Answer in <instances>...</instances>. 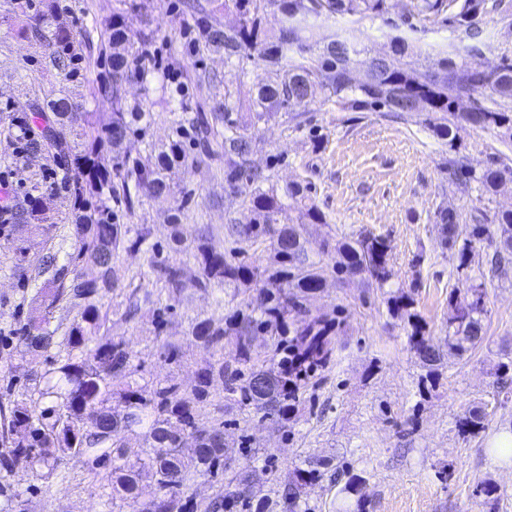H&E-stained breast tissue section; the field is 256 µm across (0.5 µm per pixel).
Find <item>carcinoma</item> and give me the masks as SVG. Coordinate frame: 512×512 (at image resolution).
Instances as JSON below:
<instances>
[{"mask_svg":"<svg viewBox=\"0 0 512 512\" xmlns=\"http://www.w3.org/2000/svg\"><path fill=\"white\" fill-rule=\"evenodd\" d=\"M454 14L456 22L467 28L485 10L486 0H418L417 14L436 15L442 7ZM281 14V26L275 46L262 52L266 65L281 74L272 84L259 83L253 101L256 118L270 117V110L279 106H307L312 102L313 83L319 82L345 110H364L385 106L390 112H453L458 99L480 89H488L495 98L487 104H476L461 114V119L475 127L497 126L512 137V116L502 102L512 100V63L501 64L488 71H471L466 62L448 55L440 62L442 75L427 76L414 68L408 45L400 38L393 42L392 55L373 59L368 78L355 82L350 76L353 57L361 49L346 39H336L320 52H315L316 33L312 18L349 15L365 18L384 16L393 7L392 0H224V8L234 9L239 16L235 27L209 23L202 29L200 45L206 50L224 51L226 59L256 51L263 42L262 13L269 8ZM55 13L54 0H41L40 18L26 31V37L48 51L57 68L71 64L75 39L66 26L45 30V20ZM112 53L109 85L104 88L107 100L116 111L104 130L105 137L90 149L78 151V134L72 129L74 103L56 96L37 107L34 118L38 128L49 134L38 139L35 129L22 138V153L28 159L36 157L69 158L81 172L84 181L72 183L79 191V210L71 234L78 242L72 257L74 270L67 278L57 272L44 283L43 304L56 308L65 298L87 301L81 320L69 328L67 357L58 366L39 372L38 352L50 347L53 336L37 320L30 319L20 330V340L31 354V376L47 379V387L34 389L30 405L6 407L0 402V432L10 444L4 465L58 469L61 455L70 453L86 458L90 470L102 475L112 495V507L117 512H193L198 505L184 498L186 490L199 477L207 476L224 482V418L204 419L213 402V386L220 381L222 391L234 396L242 411L250 409L263 414L281 427L288 426V403L296 399L311 373L324 364L331 351L332 322L313 316L299 303L323 282L322 275L310 262L306 240L294 224H282L279 215L288 203L302 201L300 187H279L271 176L251 165L252 141L233 118L241 102V90H224V96L213 98L209 111L198 112L185 119L191 127L204 133L199 141L201 152L210 151L208 135L224 138V183L232 188L242 179L256 184L246 222L233 220L227 233L235 244L252 246L266 242L272 252L270 264L249 266L228 262L224 253L211 243L208 226L199 228L192 241L197 263L193 280L197 288L222 284L238 288L244 283L259 286L254 302H241L224 318H204L191 326V340L205 350L224 352V343L235 351V363L224 357L207 363L197 371L191 393L181 392L176 385L150 381L139 374L135 355L122 340L99 335L102 328L100 310L95 299L115 287L119 280L116 253L142 244L148 229L136 235L123 224L115 223L113 213H103L102 207H91L85 195L94 196L100 188L121 181L127 207L134 204L133 196L144 195L165 204L170 202L173 189L168 171L185 156L180 143L170 141L159 152V162L150 167L131 164L123 154V145L131 121L142 117L140 112L121 111V91L129 81H142L149 73L139 47L127 33L120 18L112 21ZM112 153V167H107L102 148ZM504 171L487 168L480 174L464 172L485 194H493L503 183ZM43 207L37 197L27 199L16 208L13 219L28 229L38 228ZM443 242L456 246L458 240L455 213L440 214ZM496 236L491 265L500 269L512 263V210L495 216ZM488 235L484 224L473 225L470 239L460 248L466 258L472 243ZM388 246L380 237H361L336 246L341 256L340 268L351 273H364L379 284L390 278L387 265ZM91 267L96 276L89 278L79 271ZM157 281L164 284L170 298L184 288L183 268L175 263L156 266ZM473 300L460 305L449 300L448 348L460 355L483 340L484 294L472 289ZM264 333L274 339L275 354L262 363L255 362L256 351L252 336ZM410 342L419 358L428 367L441 361V356L421 326L413 325ZM45 398L56 399V405L42 408ZM486 413L480 407L472 409L462 422V430L476 434L485 429ZM128 433L143 440L144 449L130 447L123 437ZM328 462L307 458L296 466L284 487L290 512H297L302 489L322 477L321 468ZM155 485L157 501L141 497V483ZM253 489L244 478L235 479L211 500L205 512H223L243 500L251 506Z\"/></svg>","mask_w":512,"mask_h":512,"instance_id":"cac0c4a2","label":"carcinoma"}]
</instances>
